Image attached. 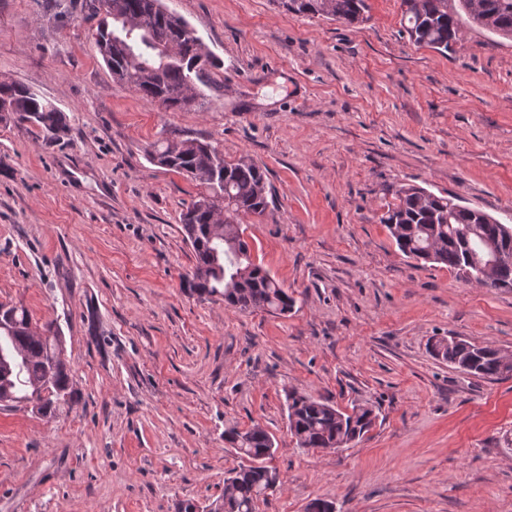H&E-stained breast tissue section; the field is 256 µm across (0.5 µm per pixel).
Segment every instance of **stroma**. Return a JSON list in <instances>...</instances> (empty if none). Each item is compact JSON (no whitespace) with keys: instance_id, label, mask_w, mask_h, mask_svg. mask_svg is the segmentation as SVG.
<instances>
[{"instance_id":"35a3bbf8","label":"stroma","mask_w":512,"mask_h":512,"mask_svg":"<svg viewBox=\"0 0 512 512\" xmlns=\"http://www.w3.org/2000/svg\"><path fill=\"white\" fill-rule=\"evenodd\" d=\"M0 0V79L68 117L55 144L0 123V304L55 324L75 392L41 416L0 406V512H177L220 498L260 425L278 482L257 512H512V378L429 351L456 336L512 353V289L405 257L380 217L413 184L512 225V40L466 29L414 46L400 0L362 22L275 0H162L221 61L201 110L167 112L115 79L71 0ZM180 133L266 168L241 220L292 312H242L182 285L181 212L199 187L147 157ZM372 404L357 444L312 452L286 396ZM230 442L238 452L247 458H256L264 455L266 448V457L271 458L274 455V445L269 448V442L273 437L260 425H253L243 434L237 430H232L225 438Z\"/></svg>"}]
</instances>
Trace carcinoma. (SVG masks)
Here are the masks:
<instances>
[{
  "mask_svg": "<svg viewBox=\"0 0 512 512\" xmlns=\"http://www.w3.org/2000/svg\"><path fill=\"white\" fill-rule=\"evenodd\" d=\"M99 0L84 4L97 20L96 45L114 78L164 111L201 110L207 92L219 87V63L180 16L166 15L162 0H111L100 12ZM287 11L320 15L344 24L363 19L366 0H279ZM410 41L448 53L461 28L485 30L512 40V0H401ZM31 125L43 141L59 142L70 132L66 116L55 106L14 81H0V122ZM151 163L173 170L199 184L197 198L180 215L184 241L195 254L187 287L199 296L224 298L242 311L285 315L294 299L260 265L254 263L239 219L262 217L268 211L266 171L247 157L235 161L209 142L165 138L147 151ZM380 218L399 251L408 258L447 266L481 287L512 288V226L484 224L468 211L450 205V198L424 187L402 185ZM496 244L509 262L501 272L482 274L470 263L482 245ZM436 358L470 375L500 380L512 377V363L496 348L463 339H442L432 345ZM44 389L33 404L37 413H52L55 404L72 396L69 372L62 359V340L53 331L32 329L27 310L12 306L0 314V403H29V394ZM376 420L368 406L344 412L328 401L295 392L288 394L289 431L303 449L343 448L367 433ZM247 458L264 455L273 437L256 424L227 436ZM228 493L211 512H257L256 503L275 488L268 466L245 467L226 478Z\"/></svg>",
  "mask_w": 512,
  "mask_h": 512,
  "instance_id": "carcinoma-1",
  "label": "carcinoma"
}]
</instances>
